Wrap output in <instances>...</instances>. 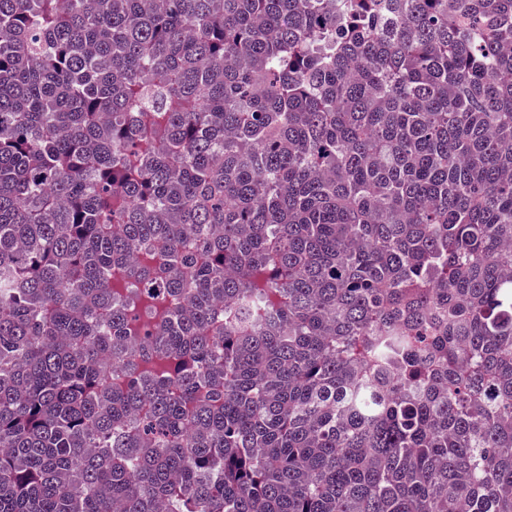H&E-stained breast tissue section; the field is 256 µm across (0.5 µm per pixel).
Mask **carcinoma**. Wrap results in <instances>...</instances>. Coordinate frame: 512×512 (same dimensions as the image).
<instances>
[{"label": "carcinoma", "mask_w": 512, "mask_h": 512, "mask_svg": "<svg viewBox=\"0 0 512 512\" xmlns=\"http://www.w3.org/2000/svg\"><path fill=\"white\" fill-rule=\"evenodd\" d=\"M0 512H512V0H0Z\"/></svg>", "instance_id": "obj_1"}]
</instances>
